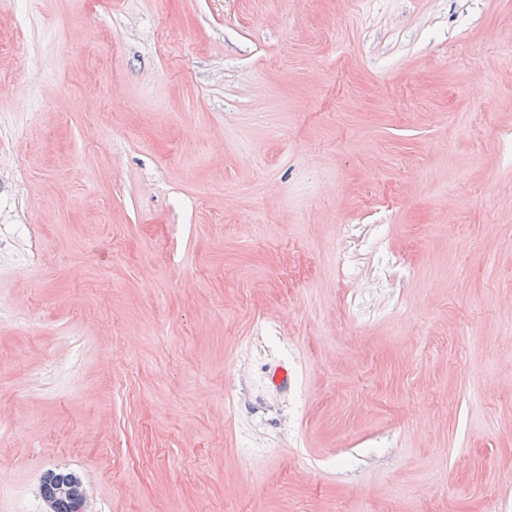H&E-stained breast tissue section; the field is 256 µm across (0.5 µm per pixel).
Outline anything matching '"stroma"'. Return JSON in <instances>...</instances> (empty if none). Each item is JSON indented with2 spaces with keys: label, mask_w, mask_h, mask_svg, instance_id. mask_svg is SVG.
I'll return each mask as SVG.
<instances>
[{
  "label": "stroma",
  "mask_w": 512,
  "mask_h": 512,
  "mask_svg": "<svg viewBox=\"0 0 512 512\" xmlns=\"http://www.w3.org/2000/svg\"><path fill=\"white\" fill-rule=\"evenodd\" d=\"M0 225V512H512V0H0ZM71 473H63L57 471H48L42 477V491L40 490V494L42 499L47 505L48 511L50 512H64L66 510L68 512H78L81 511L80 507L76 504H69L61 509V505L64 502H76L83 509H85L87 502V492L83 481L78 479L76 482H70L69 484H63L65 481L69 482L73 479ZM60 484H63L57 490V495L55 497H47L45 495L51 496L55 495L56 487ZM45 495H44V494ZM85 511V510H84ZM81 511V512H84Z\"/></svg>",
  "instance_id": "obj_1"
}]
</instances>
